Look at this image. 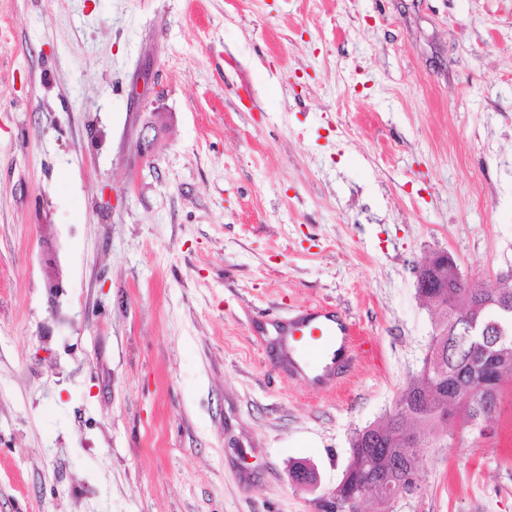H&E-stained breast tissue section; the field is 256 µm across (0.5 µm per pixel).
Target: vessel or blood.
I'll use <instances>...</instances> for the list:
<instances>
[{
    "label": "vessel or blood",
    "instance_id": "obj_1",
    "mask_svg": "<svg viewBox=\"0 0 512 512\" xmlns=\"http://www.w3.org/2000/svg\"><path fill=\"white\" fill-rule=\"evenodd\" d=\"M275 332L285 337L297 373L311 375L314 383L331 390L341 382L342 367L363 351L355 338V324L330 305L303 310Z\"/></svg>",
    "mask_w": 512,
    "mask_h": 512
}]
</instances>
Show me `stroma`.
I'll list each match as a JSON object with an SVG mask.
<instances>
[{
  "label": "stroma",
  "mask_w": 512,
  "mask_h": 512,
  "mask_svg": "<svg viewBox=\"0 0 512 512\" xmlns=\"http://www.w3.org/2000/svg\"><path fill=\"white\" fill-rule=\"evenodd\" d=\"M442 251L512 285V0H0V512H318ZM324 303L366 349L333 393L272 333ZM420 454L392 512H512V383ZM153 115L142 124L138 133L137 146L144 154L153 150L161 133V115L157 111Z\"/></svg>",
  "instance_id": "stroma-1"
}]
</instances>
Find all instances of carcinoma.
Returning <instances> with one entry per match:
<instances>
[{
    "instance_id": "carcinoma-1",
    "label": "carcinoma",
    "mask_w": 512,
    "mask_h": 512,
    "mask_svg": "<svg viewBox=\"0 0 512 512\" xmlns=\"http://www.w3.org/2000/svg\"><path fill=\"white\" fill-rule=\"evenodd\" d=\"M457 273L448 271V287L435 288L423 295V302L438 315L433 337L436 347L447 350L444 357L431 353L426 356L418 376L406 387L399 399L397 412L382 424H371L353 432L350 438L351 456L336 489L319 504L321 512H339L333 501L349 498L350 493L368 484V494L374 501L390 502L384 486L403 484L411 472L422 468L423 461L400 436L404 429L403 416L434 428L436 414L442 407L460 411V425L478 429L487 419L498 415L504 382H512V315L505 318L497 304L512 302V288H459ZM462 313H477L485 321L499 324L496 336L486 339L448 337L452 320L448 309ZM492 359L496 372L491 379L479 375L481 359Z\"/></svg>"
}]
</instances>
